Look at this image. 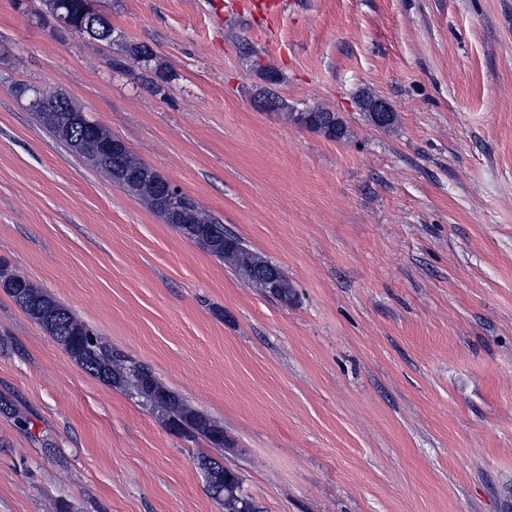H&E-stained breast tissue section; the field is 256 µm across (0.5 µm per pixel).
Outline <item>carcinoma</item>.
<instances>
[{
	"instance_id": "cac0c4a2",
	"label": "carcinoma",
	"mask_w": 512,
	"mask_h": 512,
	"mask_svg": "<svg viewBox=\"0 0 512 512\" xmlns=\"http://www.w3.org/2000/svg\"><path fill=\"white\" fill-rule=\"evenodd\" d=\"M50 14L61 6L77 19L90 6L89 0H40ZM142 56L141 62L153 60V52L144 44L125 41L120 44V57L113 59V66L122 68L130 56ZM42 110L79 112L81 107L68 96L52 97L42 103ZM293 124L316 131L327 139L344 140L349 130L344 120L335 112L287 113ZM80 141L79 155L90 159L98 156L104 142L112 135L103 127L79 129L75 132ZM149 165L124 148L112 156L111 167L100 171L110 176L112 183L144 201L166 223H173L169 211L153 192H136L121 179L126 173H137ZM185 238L203 246L213 257L231 265L252 285L268 290L265 272L272 266L266 258L248 249L240 239L224 232V225L203 211L193 199L185 206L183 223L176 225ZM0 283L13 301L36 322L78 365L104 383L122 389L139 399L170 431L191 441L198 439L208 446L222 448L228 444L224 427L208 415L193 409L181 396L158 381L151 368L112 347L99 332L78 319L66 306L45 293L31 280L18 274L8 265L0 263ZM198 467L205 471L208 490L212 497L224 505V512H264L260 503L243 492V481L235 471L202 453L196 456Z\"/></svg>"
}]
</instances>
